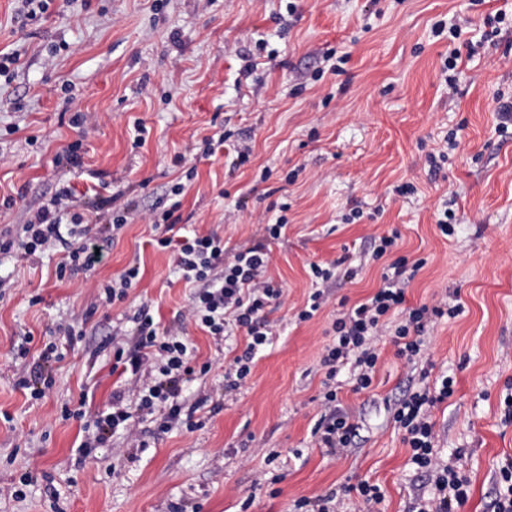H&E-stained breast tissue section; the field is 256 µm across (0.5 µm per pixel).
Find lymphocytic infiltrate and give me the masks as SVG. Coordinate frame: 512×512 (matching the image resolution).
I'll use <instances>...</instances> for the list:
<instances>
[{
  "instance_id": "f902f5d3",
  "label": "lymphocytic infiltrate",
  "mask_w": 512,
  "mask_h": 512,
  "mask_svg": "<svg viewBox=\"0 0 512 512\" xmlns=\"http://www.w3.org/2000/svg\"><path fill=\"white\" fill-rule=\"evenodd\" d=\"M72 206L71 190H63L38 210L34 221L22 225L16 238H0V252L18 248L30 257L62 249L64 255L56 266V276L61 280L79 271L95 270L102 257L96 252L97 244L83 214L73 211ZM285 225L282 217L265 225L262 237L240 249L229 262L224 259L223 240L213 234L189 231L156 240L158 247L171 251L181 279L194 287L186 319L218 342L234 331H244L245 347L224 375L232 390L247 380L254 358L273 336L267 310L280 300L283 287L268 274L270 246L280 238ZM422 266L419 260L411 263L403 257L395 259L382 274V286L334 321V339L322 361L327 379H335L337 367L349 363L356 371L357 389H368L378 362L376 343L387 328L392 331L398 355L410 364L419 362L425 333L457 313L444 298L430 305L407 306L405 286ZM399 313L404 319L398 323L394 317ZM132 321L131 339L112 340L114 365L126 375L127 388L113 392L110 405L91 416L88 425L93 435L80 444V458L105 447L119 432L125 433L131 447H142L136 422L147 416L154 419L162 433L176 428L191 432L200 426L195 418L198 404H187L182 391L194 374H207L209 364L194 367L193 348L181 334V322L159 328L146 305L139 307ZM20 353L32 355L33 361L16 370L15 385L27 391L31 399H42L55 384L57 365L64 355L53 342L43 345L37 354H30L25 346ZM451 393V380L441 377L432 387L403 399L394 413V421L404 430V441L411 449V463L435 474V493L419 501L416 512H457L468 497L469 480L450 465L440 463L434 454L437 434L432 411ZM336 401L335 390L324 393L323 412L314 435L320 447L341 454L350 447L358 427L348 414L337 409Z\"/></svg>"
}]
</instances>
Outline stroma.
<instances>
[{"label":"stroma","instance_id":"obj_1","mask_svg":"<svg viewBox=\"0 0 512 512\" xmlns=\"http://www.w3.org/2000/svg\"><path fill=\"white\" fill-rule=\"evenodd\" d=\"M16 10L0 0V51L21 55L0 88V231L28 223L67 187L93 223H111L129 202L144 219L102 242L93 273L63 281L58 255L0 254V415H9L0 418V489L33 476L24 499L0 496V512H171L178 502L192 512H291L299 498L361 480L380 486L379 512H412L433 485L411 466L393 412L423 381L389 339L376 346L370 389L354 391L352 367L336 375L338 399L360 426L352 447L329 455L311 433L332 322L379 288L396 256L425 262L408 285L410 305L444 294L461 307L426 336L422 358L453 381L434 420L439 457L457 454L470 480L460 512H492L499 468L512 457V131L500 136L497 112L499 95H512V0H53L27 24ZM499 12L501 33L485 40L484 20ZM442 18L460 38L434 37ZM453 52L451 87L441 69ZM332 54L345 59L341 74L327 71ZM79 110L98 117L85 136L70 123ZM219 130L250 146L243 163L222 148L195 155ZM77 140L83 165L74 168L63 150ZM439 152L446 159L430 171L425 157ZM406 183L414 193L399 195ZM444 205L455 225L446 237L436 226ZM170 208L180 223L220 236L229 258L286 218L269 269L284 287L268 315L274 343L230 390L224 373L244 336L221 349L186 322L197 363L212 364L183 387L188 402L204 403L203 428L160 434L142 421L145 447L116 436L77 462L83 421L61 410L78 409L87 385L83 405L104 410L118 381L113 332H130L141 304L166 324L189 303L171 252L150 244L148 215ZM395 229L394 253L374 258L373 239ZM339 257L335 277L318 287L324 307L299 321L318 289L310 264ZM134 263L140 280L124 303L93 310L95 284ZM59 324L85 336L59 363L54 387L30 400L14 386L17 349L27 337L34 351L58 341ZM274 450L284 466L275 497L255 483Z\"/></svg>","mask_w":512,"mask_h":512}]
</instances>
